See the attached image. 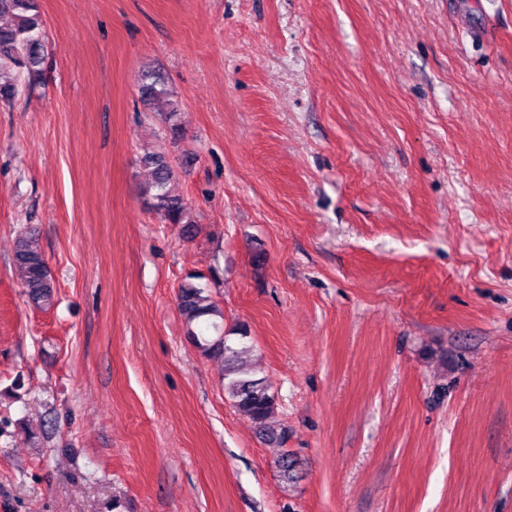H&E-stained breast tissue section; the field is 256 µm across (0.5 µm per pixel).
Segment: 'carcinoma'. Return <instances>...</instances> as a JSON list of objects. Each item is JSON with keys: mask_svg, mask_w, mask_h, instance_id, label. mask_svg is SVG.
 <instances>
[{"mask_svg": "<svg viewBox=\"0 0 512 512\" xmlns=\"http://www.w3.org/2000/svg\"><path fill=\"white\" fill-rule=\"evenodd\" d=\"M0 17L10 19L9 23L0 25V101L8 102L15 96L17 80L22 74L34 76L38 73L44 61L46 34L36 0H0ZM139 93L146 111L160 116L168 123L172 139L179 140V103L165 78L160 74L150 76L149 80L141 84ZM141 164L149 173L143 194L151 200L152 208L164 223L183 224L187 227L195 224L188 203L184 198L171 194L168 189L174 174L168 158L146 152L141 157ZM14 262L22 274L29 298L39 306L51 304L55 285L36 234L30 232L18 238ZM178 306L190 326L204 317L218 314L206 289L191 282L179 289ZM189 335L204 355L224 359V393L233 406L269 439L276 438L274 429L268 424L276 405L275 395L269 392L264 379L243 375L235 365L247 347H234L229 344L225 334L213 341L193 331Z\"/></svg>", "mask_w": 512, "mask_h": 512, "instance_id": "obj_1", "label": "carcinoma"}]
</instances>
